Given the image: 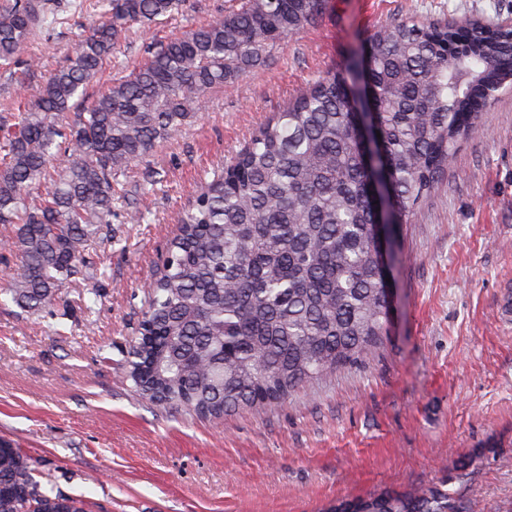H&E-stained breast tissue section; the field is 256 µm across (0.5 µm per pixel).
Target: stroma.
<instances>
[{
	"label": "stroma",
	"mask_w": 512,
	"mask_h": 512,
	"mask_svg": "<svg viewBox=\"0 0 512 512\" xmlns=\"http://www.w3.org/2000/svg\"><path fill=\"white\" fill-rule=\"evenodd\" d=\"M34 76L0 70V123L33 102L96 21L81 0H50ZM240 0H184L160 23L133 25L101 75H127L144 49ZM481 19L512 27V0H329L264 63L201 98L197 115L123 177L91 314L15 305L0 262V439L34 461L48 489L102 512H324L344 498L402 492L473 460L460 502L512 512V91L483 110L400 231L390 269L388 336L370 360L282 403L205 420L153 403L123 376L147 285L177 216L214 168L321 71L393 20ZM144 199V223L126 220ZM57 332H50V325Z\"/></svg>",
	"instance_id": "1"
}]
</instances>
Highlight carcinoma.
Returning a JSON list of instances; mask_svg holds the SVG:
<instances>
[{
    "mask_svg": "<svg viewBox=\"0 0 512 512\" xmlns=\"http://www.w3.org/2000/svg\"><path fill=\"white\" fill-rule=\"evenodd\" d=\"M183 0H89L99 20L33 104L0 126V224L15 234L6 294L38 313L60 288L94 278L97 238L112 232L119 176L191 122L204 93L232 84L309 25L327 0H241L148 49L144 63L95 97L135 21ZM47 0L0 5V69L38 71L28 55L51 24ZM386 205L407 223L492 96L512 88V29L394 21L365 45ZM349 66L317 76L262 122L248 146L179 214V233L147 291L124 379L149 401L199 418L268 408L378 349L382 293L359 116ZM70 162L52 164L60 149ZM448 482L343 500L328 512H459ZM0 512H96L53 493L34 461L0 439Z\"/></svg>",
    "mask_w": 512,
    "mask_h": 512,
    "instance_id": "cac0c4a2",
    "label": "carcinoma"
}]
</instances>
